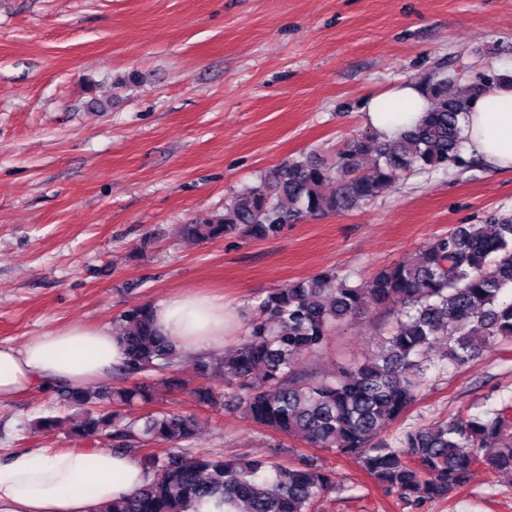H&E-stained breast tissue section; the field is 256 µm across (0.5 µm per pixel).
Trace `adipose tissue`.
Instances as JSON below:
<instances>
[{
    "instance_id": "obj_1",
    "label": "adipose tissue",
    "mask_w": 512,
    "mask_h": 512,
    "mask_svg": "<svg viewBox=\"0 0 512 512\" xmlns=\"http://www.w3.org/2000/svg\"><path fill=\"white\" fill-rule=\"evenodd\" d=\"M429 99L418 83L399 81L366 99L365 125L384 139L415 126ZM464 145L488 166L512 170V81L491 82L472 101L463 121ZM159 331L190 351L219 348L240 324L224 302L193 292L152 306ZM122 359L109 327L73 324L30 337L19 348L0 346V404L29 396L46 380L89 387ZM136 459L107 449L88 456L26 448L0 460V512H102L113 500L149 482Z\"/></svg>"
}]
</instances>
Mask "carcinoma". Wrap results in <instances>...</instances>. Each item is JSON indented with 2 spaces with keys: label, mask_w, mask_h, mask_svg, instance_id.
Listing matches in <instances>:
<instances>
[{
  "label": "carcinoma",
  "mask_w": 512,
  "mask_h": 512,
  "mask_svg": "<svg viewBox=\"0 0 512 512\" xmlns=\"http://www.w3.org/2000/svg\"><path fill=\"white\" fill-rule=\"evenodd\" d=\"M478 90L456 71H439L425 82L431 107L418 125L392 140L354 138L334 163L289 159L273 178L245 187L223 211L181 232L200 241L268 239L290 224L360 209L410 171L446 169L461 159V119ZM508 290L512 216L462 224L359 284L328 270L267 291L240 310L244 332L235 345L221 357L194 358L202 383L193 387L179 371L188 355L159 332L151 304L143 303L117 317L123 360L116 368L133 385L63 384L58 394L69 413L43 417L38 426L50 432L65 422L90 441L110 438L115 451L153 473L105 512H197L206 502L222 512H316L319 500L338 489L329 470L302 456L283 462L197 450L196 422L184 412L127 417L126 407L152 403L161 388L188 389L201 407L234 405L267 432L333 448L354 459L386 497L420 512L448 500L475 467L512 474V404L382 436L438 366L460 368L512 342ZM372 309L384 311L386 322L371 357L330 377L303 373L302 353L328 347L336 329ZM213 375L223 378L222 388L206 383ZM148 445H162L164 453L147 452Z\"/></svg>",
  "instance_id": "1"
}]
</instances>
